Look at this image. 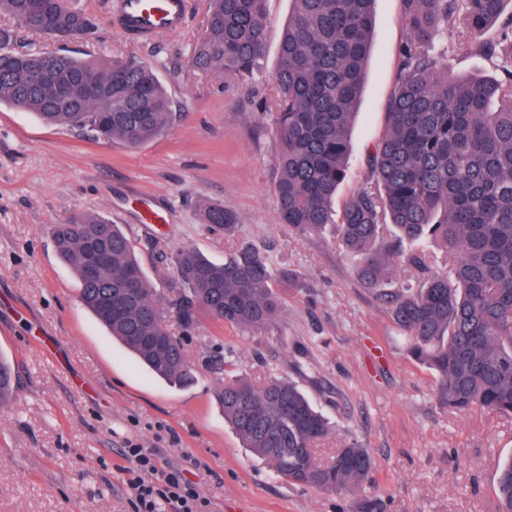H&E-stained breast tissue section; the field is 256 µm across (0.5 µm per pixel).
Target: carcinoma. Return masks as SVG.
Here are the masks:
<instances>
[{"mask_svg":"<svg viewBox=\"0 0 512 512\" xmlns=\"http://www.w3.org/2000/svg\"><path fill=\"white\" fill-rule=\"evenodd\" d=\"M267 0H210L205 33L193 58L203 71L251 77L266 49ZM274 80L279 140L274 196L282 223L301 234L338 224L343 245L358 257L372 287L404 263L417 282L385 295L408 340L411 357L431 370L437 402L459 413L480 409L512 416V65L501 79L441 74L427 53L435 35L459 22L468 47L492 53L482 40L493 25L512 47V0H403L410 32L401 72L387 105V131L370 156L375 187L352 193L333 209L346 179L350 127L365 77L375 24V0H292ZM0 13L44 35L89 34L95 23L80 0H0ZM0 28V105L93 139L137 148L160 136L173 115L166 91L147 65L133 60L65 56L46 60L9 49ZM69 78L91 93L58 96ZM112 104L110 120L100 110ZM203 222L235 233L238 215L207 204ZM59 258L74 271L80 297L113 338L172 386L191 381L183 344L166 328L173 315L191 325L201 312L248 333L269 330L283 302L275 274L252 247L217 263L191 247L173 255L178 282L168 298L151 288L134 246L121 228L85 213L49 227ZM436 241L448 262L425 250ZM109 246L96 277L90 248ZM137 274L132 293L125 277ZM15 373L0 357V407L12 397ZM243 447L289 483L354 496L355 512H383L365 493L372 469L367 449L345 443L328 460L316 443L331 426L294 381L233 377L217 392ZM500 512H512V458L497 479Z\"/></svg>","mask_w":512,"mask_h":512,"instance_id":"1","label":"carcinoma"}]
</instances>
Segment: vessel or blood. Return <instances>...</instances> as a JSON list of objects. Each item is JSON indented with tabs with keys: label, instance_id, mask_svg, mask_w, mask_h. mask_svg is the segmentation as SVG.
<instances>
[{
	"label": "vessel or blood",
	"instance_id": "b4317fda",
	"mask_svg": "<svg viewBox=\"0 0 512 512\" xmlns=\"http://www.w3.org/2000/svg\"><path fill=\"white\" fill-rule=\"evenodd\" d=\"M190 0H108L106 13L113 29L137 42L155 39L162 34L180 33L190 15Z\"/></svg>",
	"mask_w": 512,
	"mask_h": 512
}]
</instances>
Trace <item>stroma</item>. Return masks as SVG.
Masks as SVG:
<instances>
[{"label": "stroma", "instance_id": "stroma-1", "mask_svg": "<svg viewBox=\"0 0 512 512\" xmlns=\"http://www.w3.org/2000/svg\"><path fill=\"white\" fill-rule=\"evenodd\" d=\"M104 2L80 0L95 20L91 34L62 47L20 28L12 50L62 47L142 62L165 86L174 118L165 135L130 149L0 105V354L17 372L14 395L0 407V512H132L137 472L127 450L134 445L152 450L159 473L180 474L195 487L205 512H350L349 496L289 485L243 448L217 403L224 361L236 375L296 381L334 428L319 456L330 458L347 442L367 448L366 491L385 512H498L497 472L512 458V418L439 406L433 374L410 356L336 225L300 234L280 220L271 109L291 0H268L265 58L244 81L190 64L209 0H193L181 33L147 43L115 33ZM374 13L338 210L373 184L369 155L385 131L409 38L402 0H376ZM464 35L457 24L436 40L442 71L501 77L500 59L469 53ZM147 197L162 222H145ZM205 202L239 215L236 237L202 222ZM89 212L124 230L161 295L177 279L171 256L178 249L220 262L239 245L257 247L292 273L278 286L284 307L276 325L252 335L204 314L188 328L170 319L194 379L184 387L156 379L83 306L46 232Z\"/></svg>", "mask_w": 512, "mask_h": 512}]
</instances>
